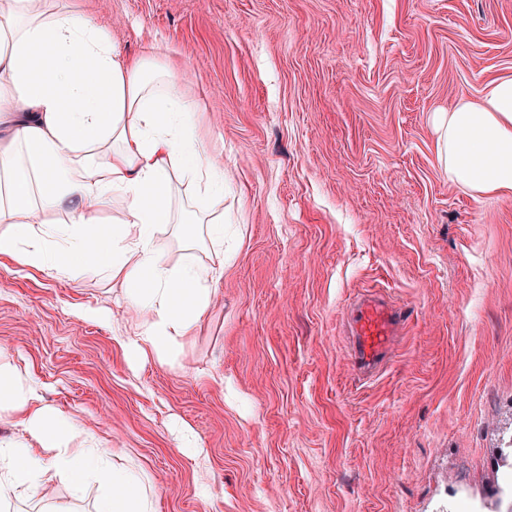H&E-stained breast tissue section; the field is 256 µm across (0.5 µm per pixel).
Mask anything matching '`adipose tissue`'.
<instances>
[{
  "instance_id": "adipose-tissue-1",
  "label": "adipose tissue",
  "mask_w": 512,
  "mask_h": 512,
  "mask_svg": "<svg viewBox=\"0 0 512 512\" xmlns=\"http://www.w3.org/2000/svg\"><path fill=\"white\" fill-rule=\"evenodd\" d=\"M39 67H32V57ZM170 69L117 54L108 33L50 0H12L0 11V256L72 279L90 273L128 285L137 313L125 345L176 366L175 347L209 302L216 268L193 256L169 264L153 245L161 224L184 223L177 184L193 194V223L224 245V170L193 136L196 108ZM448 179L474 197L512 195V78L491 83L478 101L437 118ZM123 218L97 219L112 200ZM58 214L57 227L30 224ZM0 410L20 413L30 444L0 440V501L42 497L54 470L74 485L104 489L95 512H152L136 465L111 466L110 449L57 408L37 403L16 368L0 364Z\"/></svg>"
}]
</instances>
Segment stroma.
Returning a JSON list of instances; mask_svg holds the SVG:
<instances>
[{
  "label": "stroma",
  "mask_w": 512,
  "mask_h": 512,
  "mask_svg": "<svg viewBox=\"0 0 512 512\" xmlns=\"http://www.w3.org/2000/svg\"><path fill=\"white\" fill-rule=\"evenodd\" d=\"M120 56L190 72L224 166L223 266L177 368H131L137 313L103 274L0 256V362L136 461L154 512H512V196L449 183L435 115L512 78V0H62ZM407 321L353 372L342 311ZM53 479L13 512H94Z\"/></svg>",
  "instance_id": "1"
}]
</instances>
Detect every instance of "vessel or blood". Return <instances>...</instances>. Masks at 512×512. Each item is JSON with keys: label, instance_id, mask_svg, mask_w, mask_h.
Instances as JSON below:
<instances>
[{"label": "vessel or blood", "instance_id": "obj_1", "mask_svg": "<svg viewBox=\"0 0 512 512\" xmlns=\"http://www.w3.org/2000/svg\"><path fill=\"white\" fill-rule=\"evenodd\" d=\"M405 322L404 310L382 296L367 294L349 303L350 358L357 375L371 377L380 371L391 356Z\"/></svg>", "mask_w": 512, "mask_h": 512}]
</instances>
